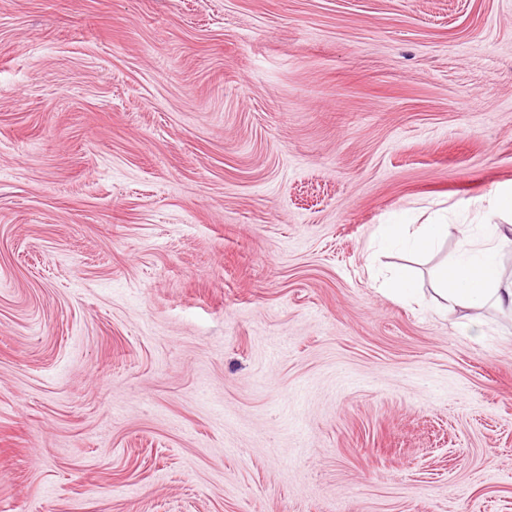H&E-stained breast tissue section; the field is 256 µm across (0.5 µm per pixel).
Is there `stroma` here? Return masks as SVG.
Returning <instances> with one entry per match:
<instances>
[{"instance_id":"stroma-1","label":"stroma","mask_w":512,"mask_h":512,"mask_svg":"<svg viewBox=\"0 0 512 512\" xmlns=\"http://www.w3.org/2000/svg\"><path fill=\"white\" fill-rule=\"evenodd\" d=\"M498 187L512 0H0V512H512ZM376 234L389 247H400L410 257L434 251L448 235V224H381ZM511 233V224H490L486 234L439 266L434 291L447 309L480 312L491 304L512 308V289L499 288L498 262L499 247L512 242ZM415 279L412 268L403 264L395 267L388 282L391 294L397 300L406 301L415 291Z\"/></svg>"}]
</instances>
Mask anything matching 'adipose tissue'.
Listing matches in <instances>:
<instances>
[{"label": "adipose tissue", "mask_w": 512, "mask_h": 512, "mask_svg": "<svg viewBox=\"0 0 512 512\" xmlns=\"http://www.w3.org/2000/svg\"><path fill=\"white\" fill-rule=\"evenodd\" d=\"M444 224H384L378 230L383 243L416 257L434 251L447 235ZM512 240V225H490L476 242L466 243L457 255L444 261L436 272L435 292L446 308L473 312L468 326L480 330L476 312L488 305L512 308V289H501L498 250Z\"/></svg>", "instance_id": "1"}]
</instances>
